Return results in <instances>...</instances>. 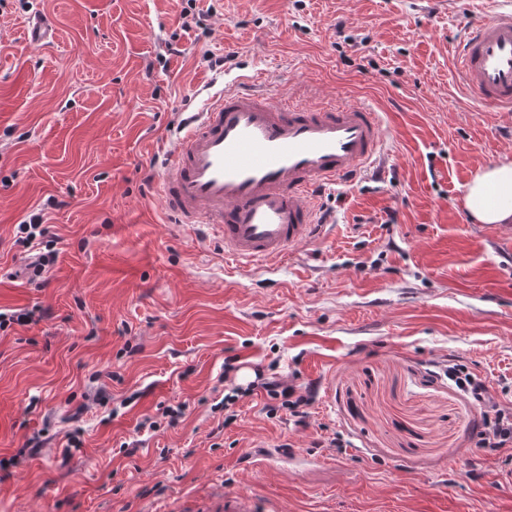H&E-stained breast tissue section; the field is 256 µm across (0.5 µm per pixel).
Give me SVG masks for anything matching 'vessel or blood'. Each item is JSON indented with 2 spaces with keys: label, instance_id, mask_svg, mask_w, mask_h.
<instances>
[{
  "label": "vessel or blood",
  "instance_id": "vessel-or-blood-1",
  "mask_svg": "<svg viewBox=\"0 0 512 512\" xmlns=\"http://www.w3.org/2000/svg\"><path fill=\"white\" fill-rule=\"evenodd\" d=\"M466 91L512 110V9L465 25L456 44ZM382 142L360 105L274 103L267 90L214 95L168 154L161 201L182 227L212 228L225 256L248 265L316 240L314 191L361 173Z\"/></svg>",
  "mask_w": 512,
  "mask_h": 512
}]
</instances>
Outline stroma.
<instances>
[{"mask_svg": "<svg viewBox=\"0 0 512 512\" xmlns=\"http://www.w3.org/2000/svg\"><path fill=\"white\" fill-rule=\"evenodd\" d=\"M482 2L196 0L211 16L187 31L184 0L0 5V312L44 311L0 331V459L41 440L0 472V512H512V448L475 447L446 376L461 362L512 402V224L462 203L512 154V111L464 95L450 55ZM34 14L52 44L27 38ZM250 74L276 102L373 108L383 141L315 191L324 235L243 268L165 213L160 160L199 87ZM50 197L38 289L17 226ZM258 367L313 388L306 426L260 389L224 426Z\"/></svg>", "mask_w": 512, "mask_h": 512, "instance_id": "obj_1", "label": "stroma"}]
</instances>
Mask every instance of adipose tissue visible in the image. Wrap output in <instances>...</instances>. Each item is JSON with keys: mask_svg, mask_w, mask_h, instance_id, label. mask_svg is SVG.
Segmentation results:
<instances>
[{"mask_svg": "<svg viewBox=\"0 0 512 512\" xmlns=\"http://www.w3.org/2000/svg\"><path fill=\"white\" fill-rule=\"evenodd\" d=\"M463 205L478 224L512 223V158L481 168L466 185Z\"/></svg>", "mask_w": 512, "mask_h": 512, "instance_id": "adipose-tissue-1", "label": "adipose tissue"}]
</instances>
